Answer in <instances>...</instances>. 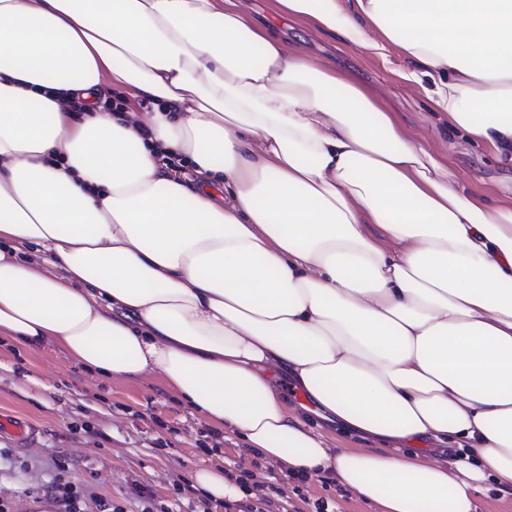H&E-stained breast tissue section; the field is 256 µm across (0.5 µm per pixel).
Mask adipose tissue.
Instances as JSON below:
<instances>
[{
	"instance_id": "obj_1",
	"label": "adipose tissue",
	"mask_w": 512,
	"mask_h": 512,
	"mask_svg": "<svg viewBox=\"0 0 512 512\" xmlns=\"http://www.w3.org/2000/svg\"><path fill=\"white\" fill-rule=\"evenodd\" d=\"M276 2L400 46L439 111L512 152V0ZM113 84L153 111H102ZM0 335L161 377L250 455L379 512L512 488V203L473 200L236 0H0Z\"/></svg>"
}]
</instances>
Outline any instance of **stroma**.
<instances>
[{
	"instance_id": "obj_1",
	"label": "stroma",
	"mask_w": 512,
	"mask_h": 512,
	"mask_svg": "<svg viewBox=\"0 0 512 512\" xmlns=\"http://www.w3.org/2000/svg\"><path fill=\"white\" fill-rule=\"evenodd\" d=\"M244 12L283 36L290 48L326 62L361 85L400 125L439 155L473 198L512 200V159L461 129L437 111L424 92L404 80L413 62L397 47L380 55L343 43L340 35L315 29L312 21L283 14L275 0H240ZM0 416L28 422L36 435L18 447L0 433V502L11 512H39L45 485H72L97 512L99 501L114 512H226L191 486L199 461L231 463L251 487L240 495L255 503L267 483L269 462H256L240 439L225 438L192 412L164 384L149 381L92 380L64 354L49 348L30 351L0 340ZM269 491L278 504L297 512H378L377 506L323 477L280 474ZM145 490L137 497L135 488Z\"/></svg>"
}]
</instances>
